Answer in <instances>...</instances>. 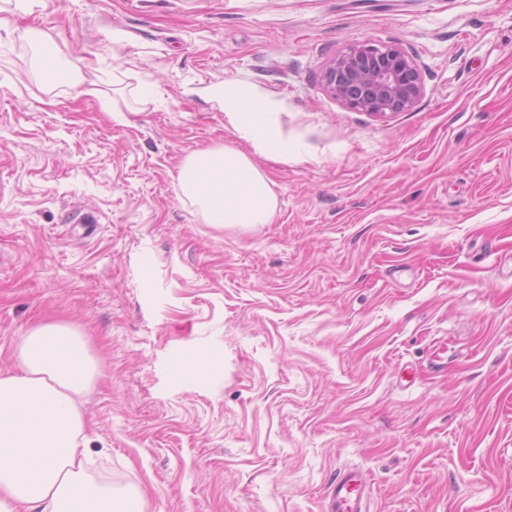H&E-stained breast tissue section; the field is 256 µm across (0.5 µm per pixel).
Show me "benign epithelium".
Instances as JSON below:
<instances>
[{"label": "benign epithelium", "mask_w": 512, "mask_h": 512, "mask_svg": "<svg viewBox=\"0 0 512 512\" xmlns=\"http://www.w3.org/2000/svg\"><path fill=\"white\" fill-rule=\"evenodd\" d=\"M324 83L342 104L379 116L411 109L423 93L411 56L396 46L370 42L339 54L324 72Z\"/></svg>", "instance_id": "7a95c632"}]
</instances>
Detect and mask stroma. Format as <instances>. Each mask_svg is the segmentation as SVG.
<instances>
[{
  "label": "stroma",
  "mask_w": 512,
  "mask_h": 512,
  "mask_svg": "<svg viewBox=\"0 0 512 512\" xmlns=\"http://www.w3.org/2000/svg\"><path fill=\"white\" fill-rule=\"evenodd\" d=\"M362 42L413 57L412 109L327 90ZM227 83L306 148L255 156L267 224L205 223L178 184L246 146ZM44 320L102 362L90 475L146 512H326L347 465L370 512H512V0H0V372Z\"/></svg>",
  "instance_id": "stroma-1"
}]
</instances>
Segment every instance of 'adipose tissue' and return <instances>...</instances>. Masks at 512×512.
I'll return each instance as SVG.
<instances>
[{
    "label": "adipose tissue",
    "mask_w": 512,
    "mask_h": 512,
    "mask_svg": "<svg viewBox=\"0 0 512 512\" xmlns=\"http://www.w3.org/2000/svg\"><path fill=\"white\" fill-rule=\"evenodd\" d=\"M224 118L247 149L197 150L182 162V193L206 223L248 227L270 223L277 198L253 162L300 155L269 100L244 88L214 94ZM15 368L0 373V512H145L138 488L96 482L88 458L84 396L100 372L89 341L75 325L44 322L22 336Z\"/></svg>",
    "instance_id": "1"
}]
</instances>
